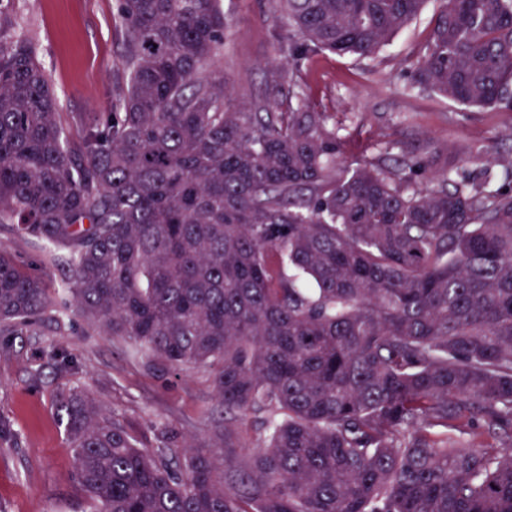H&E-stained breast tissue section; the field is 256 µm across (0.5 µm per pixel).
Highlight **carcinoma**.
Listing matches in <instances>:
<instances>
[{
    "label": "carcinoma",
    "instance_id": "obj_1",
    "mask_svg": "<svg viewBox=\"0 0 512 512\" xmlns=\"http://www.w3.org/2000/svg\"><path fill=\"white\" fill-rule=\"evenodd\" d=\"M112 111L58 112L0 0V227L45 241L102 332L213 374L252 458L137 447L57 395L90 512H512V166H338L297 71L239 103L222 0H116ZM413 86L512 102V0H443ZM425 0H274L295 60L367 58ZM0 249V335L53 313Z\"/></svg>",
    "mask_w": 512,
    "mask_h": 512
}]
</instances>
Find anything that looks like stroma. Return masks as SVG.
Here are the masks:
<instances>
[{
    "label": "stroma",
    "mask_w": 512,
    "mask_h": 512,
    "mask_svg": "<svg viewBox=\"0 0 512 512\" xmlns=\"http://www.w3.org/2000/svg\"><path fill=\"white\" fill-rule=\"evenodd\" d=\"M230 28L213 64L237 99L260 93L273 67L288 60L276 41L272 0H223ZM441 6L428 0L406 30L374 56L328 51L304 61L301 90L328 113L349 166L378 156L434 149H482L512 159V106L466 108L411 88V72L429 23ZM16 30L35 44L58 96V109L91 118L112 109L122 39L115 0H12ZM0 247L26 272L53 289L58 311L32 329L0 336V420L12 435L0 440V512H85L74 480L75 460L55 405L58 391L86 392L105 416L120 421L138 447L165 441L213 448L224 430L208 370L173 371L153 355L105 335L64 295L65 268L43 260L41 246L0 228Z\"/></svg>",
    "instance_id": "obj_1"
}]
</instances>
